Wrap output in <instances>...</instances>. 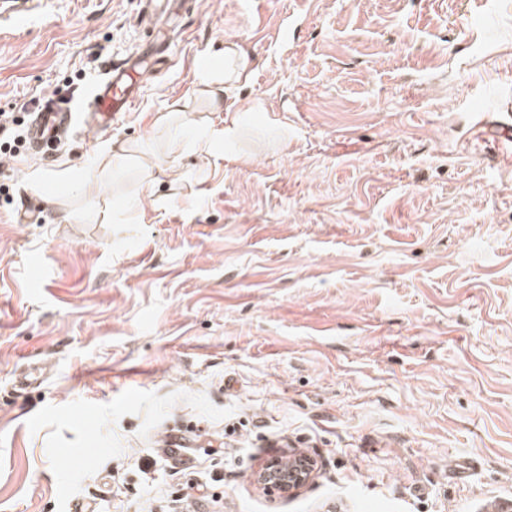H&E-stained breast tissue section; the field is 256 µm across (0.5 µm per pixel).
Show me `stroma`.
Wrapping results in <instances>:
<instances>
[{
    "label": "stroma",
    "instance_id": "1",
    "mask_svg": "<svg viewBox=\"0 0 512 512\" xmlns=\"http://www.w3.org/2000/svg\"><path fill=\"white\" fill-rule=\"evenodd\" d=\"M197 0L130 112L0 167V512H497L512 507V0ZM143 0L0 21V113L90 85ZM245 47L211 107L196 65ZM181 101L189 126L161 124ZM254 111H246V104ZM241 132L210 153L198 128ZM167 141L75 194L112 143ZM43 175L33 184L31 174ZM40 379L22 390L30 367ZM194 443L156 456L164 433ZM314 458L291 494L271 456ZM212 495L213 504L200 502Z\"/></svg>",
    "mask_w": 512,
    "mask_h": 512
}]
</instances>
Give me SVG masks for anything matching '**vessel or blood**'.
Wrapping results in <instances>:
<instances>
[{
	"label": "vessel or blood",
	"mask_w": 512,
	"mask_h": 512,
	"mask_svg": "<svg viewBox=\"0 0 512 512\" xmlns=\"http://www.w3.org/2000/svg\"><path fill=\"white\" fill-rule=\"evenodd\" d=\"M189 0H178L176 7L165 6L163 0H150L151 25L171 23L187 11ZM164 55L159 38L147 41L121 64L112 66L106 76L89 92L86 120L97 129H107L122 114L128 112L141 93V79L146 65H158ZM72 122V114L55 98L45 100L30 125V138L38 150L51 148L61 142Z\"/></svg>",
	"instance_id": "b4317fda"
}]
</instances>
